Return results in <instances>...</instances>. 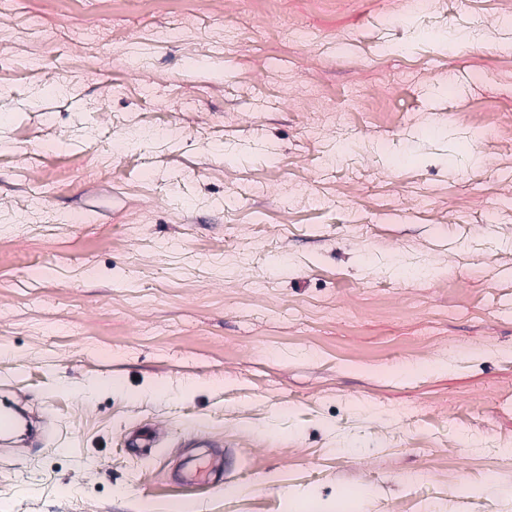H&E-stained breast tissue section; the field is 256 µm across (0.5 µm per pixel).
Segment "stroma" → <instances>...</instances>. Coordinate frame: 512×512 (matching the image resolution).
<instances>
[{
	"label": "stroma",
	"instance_id": "35a3bbf8",
	"mask_svg": "<svg viewBox=\"0 0 512 512\" xmlns=\"http://www.w3.org/2000/svg\"><path fill=\"white\" fill-rule=\"evenodd\" d=\"M497 3L220 0L169 42L139 0L90 35L0 0V210L53 217L0 254V396L41 432L0 441V512H512ZM47 143L89 168L51 187ZM206 445L222 484L177 483Z\"/></svg>",
	"mask_w": 512,
	"mask_h": 512
}]
</instances>
